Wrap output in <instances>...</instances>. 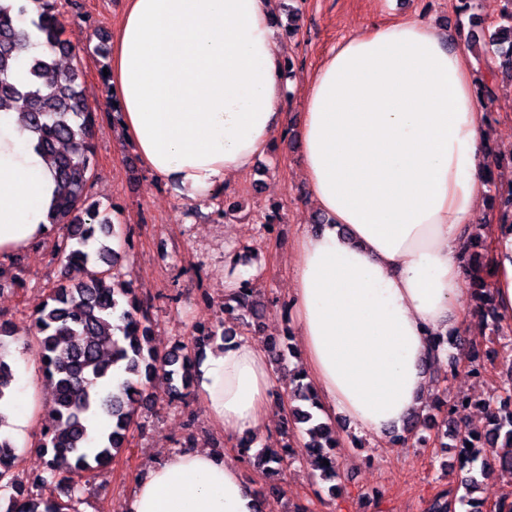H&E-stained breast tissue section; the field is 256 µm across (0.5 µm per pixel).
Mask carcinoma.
<instances>
[{"instance_id":"cac0c4a2","label":"carcinoma","mask_w":512,"mask_h":512,"mask_svg":"<svg viewBox=\"0 0 512 512\" xmlns=\"http://www.w3.org/2000/svg\"><path fill=\"white\" fill-rule=\"evenodd\" d=\"M38 18L34 25L51 50L49 57H33L27 63L26 78H17L20 66V35L14 26L13 12L25 7L15 0H0V112L15 111L24 118L25 127L36 146L53 160L54 177L61 186L53 201L48 221L65 229L57 244V254L67 263L96 266L88 280L70 283L63 278L49 290L42 309L32 317L26 335L36 339L45 378L54 385V406L44 419L39 448L48 455L45 461L49 477L66 485L65 499L40 509L43 498L29 496L19 502L9 498L11 512H78L83 485L98 469L109 463L125 447L128 432L135 423L139 404L148 399V387L162 379L176 397L192 387L193 367L199 345L228 337L224 321L206 329L195 339V346L176 344L163 355L151 345L150 312L152 305L134 288L132 280L116 271L120 251L114 243L121 240L122 225L113 213L100 208L91 199V180L95 148L92 140L98 112L92 108L83 89L81 63L63 71L57 57L73 55L70 41L58 19L57 0H34ZM479 63L489 67L488 79L481 85L487 100L494 97L497 79L512 82V0H504L498 27L488 36ZM491 209L499 223L512 227V184L503 186L488 179ZM470 247L466 264L470 283L480 304L482 316L491 322L492 335L503 330L504 319L494 302L493 287L487 272L489 247L483 233L468 234ZM264 305L244 282L238 290L225 295L224 316L244 327L260 326ZM17 335L15 326L0 320V401L12 392L14 370L6 359L4 340ZM116 369L128 374L112 392L102 391L105 380ZM505 386L483 403L487 422L478 431L465 420L448 424V405L434 407L426 416L409 420L401 440L425 443L424 432L443 412L445 430L440 446L457 448L460 483L437 491L426 502L424 512H512V492L491 505L476 496L480 478L494 467L512 473V360L500 370ZM301 371L289 374L287 395L276 394V405L289 403L288 422L306 435L302 449L319 471V478L331 482L340 479V466L331 450L339 444L340 433L327 417H316L318 396L309 384L302 383ZM102 410L109 418L108 430L97 439L90 437L87 415ZM242 455L268 475L280 474L288 466L290 448H261L250 455L251 445L241 441ZM19 456L7 438L0 439V491L16 487ZM329 465H324L323 461Z\"/></svg>"}]
</instances>
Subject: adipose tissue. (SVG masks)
<instances>
[{
	"mask_svg": "<svg viewBox=\"0 0 512 512\" xmlns=\"http://www.w3.org/2000/svg\"><path fill=\"white\" fill-rule=\"evenodd\" d=\"M274 0H126L112 36L118 124L140 164L200 200L270 150L288 119ZM454 34L412 18L337 45L302 97L309 200L328 218L295 241L290 310L320 401L371 438L425 414L439 341L474 318L461 307L463 230L491 172L485 101ZM56 183L17 113L0 112V256L56 232ZM489 265L512 320V232L492 226ZM283 379L262 346L207 349L193 388L237 436L270 424ZM240 463L187 448L147 468L121 512H256Z\"/></svg>",
	"mask_w": 512,
	"mask_h": 512,
	"instance_id": "1",
	"label": "adipose tissue"
}]
</instances>
